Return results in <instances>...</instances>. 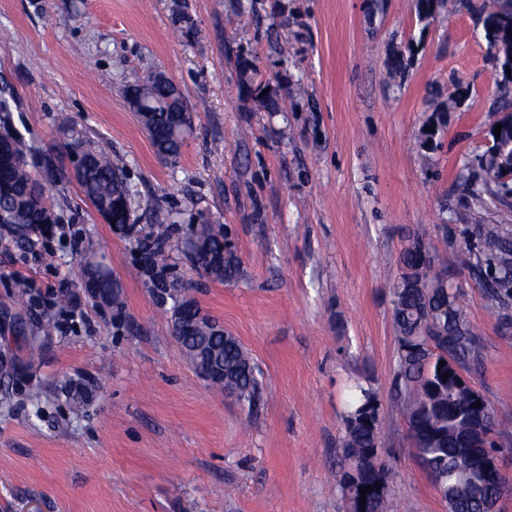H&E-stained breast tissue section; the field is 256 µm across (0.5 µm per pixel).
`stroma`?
I'll return each instance as SVG.
<instances>
[{"label": "stroma", "instance_id": "obj_1", "mask_svg": "<svg viewBox=\"0 0 512 512\" xmlns=\"http://www.w3.org/2000/svg\"><path fill=\"white\" fill-rule=\"evenodd\" d=\"M470 3L424 23L416 0H0V99L31 171L49 160L60 173L42 183L58 229L0 237V512H348L355 383L381 403L396 512H446L392 387V288L408 239L439 245L479 345L465 375L512 419L507 311L455 263L482 190L464 178L512 105ZM133 70L184 93L193 128L178 159L158 155L124 98ZM259 81L282 111L247 94ZM66 123L120 161L142 232L172 218L177 239L204 220L228 229L233 280L179 269L257 364L256 413L183 356L128 238L69 179ZM90 251L125 284L122 321L76 286ZM46 317L34 359L10 324Z\"/></svg>", "mask_w": 512, "mask_h": 512}]
</instances>
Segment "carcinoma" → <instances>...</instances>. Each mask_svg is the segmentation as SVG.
Instances as JSON below:
<instances>
[{
  "label": "carcinoma",
  "instance_id": "1",
  "mask_svg": "<svg viewBox=\"0 0 512 512\" xmlns=\"http://www.w3.org/2000/svg\"><path fill=\"white\" fill-rule=\"evenodd\" d=\"M479 10L487 48L512 35V0H483ZM129 104L141 105L151 112L148 133L156 150L168 158H178L185 145L180 128L190 119L185 99L171 80L149 81L132 72L123 86ZM497 149L483 153L478 170L483 175L489 198L506 208L512 207V181L501 180L503 166L512 160V120L503 116ZM24 141L13 136L0 152V213L10 221L6 228L21 226L29 234L43 233V224L52 214L39 181L24 176L21 162L27 158ZM74 179L85 198L108 224L127 223L128 189L119 165L101 149L80 148L74 166ZM477 245L461 252L457 261L472 271L485 293L507 304L512 301V225L493 222L479 204L466 213ZM170 225L136 240L137 248L149 255L152 265L172 279L164 289L162 304L176 313L182 303L178 264L173 260ZM227 238L222 224L205 221L190 226L181 254L191 265L214 281L233 279L241 260L235 252H224ZM403 272L393 288V322L396 331L397 370L395 383L410 436L421 467L428 474L448 512H482L486 504L500 495L485 470V451L475 447V434L481 432L480 413L473 407L478 395L465 384L459 372L467 361L477 357L478 342L463 319V293L456 286H444L440 270L446 268L438 247L415 237L402 254ZM80 287L92 284L94 299H107L113 316L123 317L124 287L109 267L95 254L87 253L79 261ZM53 322L42 321L34 330L16 324V333L31 336V351L38 349L37 336L49 334ZM183 353L194 358V349L213 350L224 363V381L215 382L217 391H230L234 398L253 411L262 398L260 370L242 343L216 327L181 330L176 334ZM445 362L439 366V362ZM344 416L345 436L342 452L348 461L340 487L346 501L357 494L358 486L375 481L389 467L382 459L380 403L370 388H350ZM369 512H394L391 489L369 496Z\"/></svg>",
  "mask_w": 512,
  "mask_h": 512
}]
</instances>
